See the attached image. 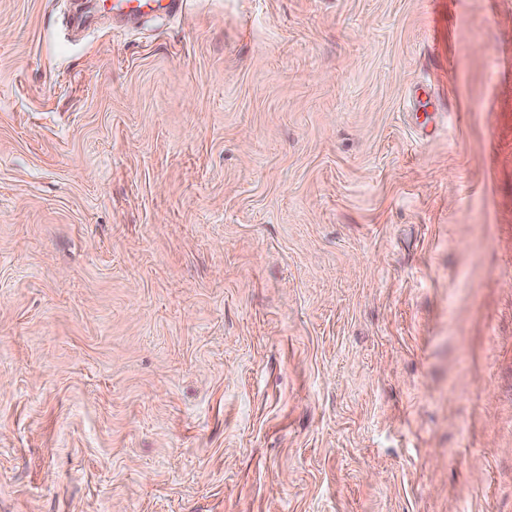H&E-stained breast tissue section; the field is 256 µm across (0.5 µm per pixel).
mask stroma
Listing matches in <instances>:
<instances>
[{"label": "stroma", "mask_w": 512, "mask_h": 512, "mask_svg": "<svg viewBox=\"0 0 512 512\" xmlns=\"http://www.w3.org/2000/svg\"><path fill=\"white\" fill-rule=\"evenodd\" d=\"M0 0V512H512V0ZM185 0H113L112 3H103L102 8L109 7L115 17L138 16L148 11H163L165 13H178L184 8Z\"/></svg>", "instance_id": "1"}]
</instances>
